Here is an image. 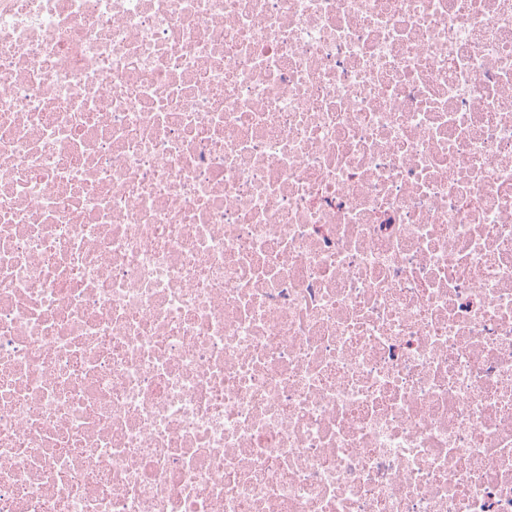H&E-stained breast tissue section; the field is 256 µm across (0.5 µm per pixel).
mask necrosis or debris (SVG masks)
Masks as SVG:
<instances>
[{
    "mask_svg": "<svg viewBox=\"0 0 512 512\" xmlns=\"http://www.w3.org/2000/svg\"><path fill=\"white\" fill-rule=\"evenodd\" d=\"M0 512H512V0H0Z\"/></svg>",
    "mask_w": 512,
    "mask_h": 512,
    "instance_id": "4bbe7bcc",
    "label": "necrosis or debris"
}]
</instances>
